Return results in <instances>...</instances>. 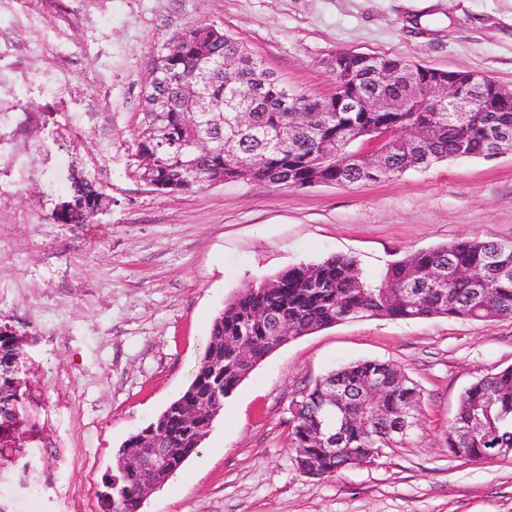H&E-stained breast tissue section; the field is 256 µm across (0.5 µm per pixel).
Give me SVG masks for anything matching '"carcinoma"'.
<instances>
[{
    "instance_id": "obj_1",
    "label": "carcinoma",
    "mask_w": 512,
    "mask_h": 512,
    "mask_svg": "<svg viewBox=\"0 0 512 512\" xmlns=\"http://www.w3.org/2000/svg\"><path fill=\"white\" fill-rule=\"evenodd\" d=\"M206 29L207 24L200 23L183 31V55L166 59V69L159 74L160 119L144 122L137 142L139 153L154 157L157 178L187 191L207 185L221 173L224 180H231L238 169L248 172L255 182L275 187L313 177L341 186L379 181L386 178L384 173L340 167L336 156L324 149V144L331 143L337 153L351 152L355 131L368 127L426 129L427 138L415 145L401 140L389 144L387 159L395 177L409 169H428L459 152L487 160L493 139L506 135L512 140V102L501 112H421L404 77L406 61L384 56H374L369 62L351 59L334 74L336 81L377 101L383 111L314 112L311 126L299 128L289 108L301 94L291 93L237 39L225 33L211 42L209 60L196 57L193 45L206 36ZM385 64L398 73L382 83L376 68ZM199 99L218 106L219 112L202 117L192 131L184 113L203 112L196 105ZM395 100L407 102L409 111L386 110ZM240 107L251 112L247 126L234 120ZM184 140L194 141L195 169L189 176L171 149ZM450 264L471 269L472 277L448 278ZM273 280L277 281L273 288L264 280L249 282L228 301L214 320L203 360L188 388L123 447L138 448L141 439L147 438L154 449L184 464L200 448L212 424L191 425L182 418V410L203 400L222 409L224 400L252 372V363H260L275 345L284 342L273 324L277 319L288 321L302 337L372 317L512 318V242L480 236L416 250L390 264L377 283L367 281L357 261L347 255L300 263ZM233 339L250 346L253 362L239 357ZM333 385L339 393L379 388L384 397L382 418L368 422L356 405L345 400L337 401L336 413L326 415L324 397ZM14 396L11 387L0 383V412L14 413V437L0 440L3 461L8 460L6 449L15 447L17 438L30 427L25 406L14 401ZM407 400L412 411L420 413L417 385L389 362L363 360L329 372L291 408L290 447L295 460H316L318 479L372 463L381 449L397 447L410 438L392 433ZM318 426L324 434L336 428V451L313 435ZM446 441L448 451L465 448L468 458L475 461L489 459L494 448H512V366L478 377L465 389ZM120 469L119 463L113 469L119 483L113 492L112 512H134L141 477L123 476Z\"/></svg>"
}]
</instances>
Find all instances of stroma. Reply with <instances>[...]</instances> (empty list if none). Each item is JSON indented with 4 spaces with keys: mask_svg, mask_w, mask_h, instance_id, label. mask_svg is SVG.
<instances>
[{
    "mask_svg": "<svg viewBox=\"0 0 512 512\" xmlns=\"http://www.w3.org/2000/svg\"><path fill=\"white\" fill-rule=\"evenodd\" d=\"M200 23L314 98L334 93L325 62L339 52L512 88V0H0V324L26 338L36 424L0 464L5 512H104L119 448L189 385L245 283L338 254L375 280L415 250L512 241V153L354 186H146L135 154L151 62ZM79 177L109 211L55 222ZM360 360L417 384L419 428L373 464L307 477L289 447L292 403ZM509 366L512 319L366 318L290 340L140 512H512V458L468 461L445 443L463 391Z\"/></svg>",
    "mask_w": 512,
    "mask_h": 512,
    "instance_id": "1",
    "label": "stroma"
}]
</instances>
